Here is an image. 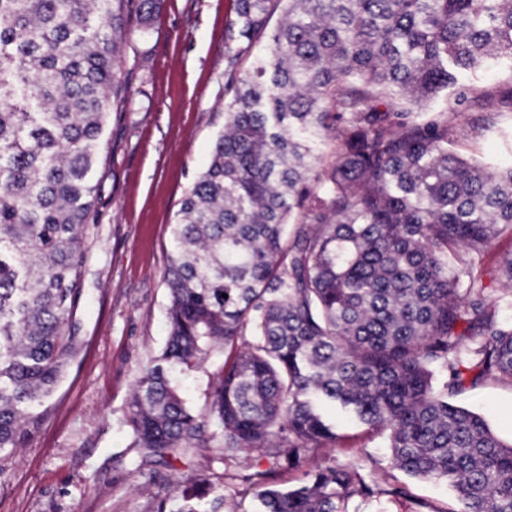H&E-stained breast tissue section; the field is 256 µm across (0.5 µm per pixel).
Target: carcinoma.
I'll list each match as a JSON object with an SVG mask.
<instances>
[{"label": "carcinoma", "instance_id": "cac0c4a2", "mask_svg": "<svg viewBox=\"0 0 512 512\" xmlns=\"http://www.w3.org/2000/svg\"><path fill=\"white\" fill-rule=\"evenodd\" d=\"M131 0H0V454L25 447L81 345V281ZM283 19L238 70L272 15ZM224 130L172 224L168 338L133 389L130 447L171 465L213 426L222 454L300 465L340 438L336 408L382 434L391 467L448 483L454 512H512V444L451 398L512 383V320L479 259L512 226V166L451 149L443 92L512 72V0H229ZM336 160L317 169V147ZM224 360L200 415L172 373ZM245 481L260 512H346L379 492L319 466ZM154 512H218L181 477Z\"/></svg>", "mask_w": 512, "mask_h": 512}]
</instances>
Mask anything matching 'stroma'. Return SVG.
Segmentation results:
<instances>
[{
  "instance_id": "obj_1",
  "label": "stroma",
  "mask_w": 512,
  "mask_h": 512,
  "mask_svg": "<svg viewBox=\"0 0 512 512\" xmlns=\"http://www.w3.org/2000/svg\"><path fill=\"white\" fill-rule=\"evenodd\" d=\"M229 0H160L151 18L132 13L120 45L126 103L110 113L102 135L97 186V234L81 288V347L49 401L43 428L23 448L0 456V512H153L173 491L176 474L224 477V512H257L244 475L272 472L271 483L292 487L315 465L338 461L381 476L380 494L349 500L347 512H454L447 483L391 470L383 437L349 423L340 440L315 448L292 468L272 457L219 459L220 436L175 469L136 465L124 420L135 383L167 339V268L171 227L186 191L208 162L224 127V33ZM464 100L437 99L430 111L448 114L452 147L494 168L512 164V74L476 72ZM512 257L504 228L482 257L490 300L512 319V292L500 284ZM222 353L176 374L198 413L208 411L212 375ZM454 404L485 417L504 443L512 442V383L489 379L454 396Z\"/></svg>"
}]
</instances>
